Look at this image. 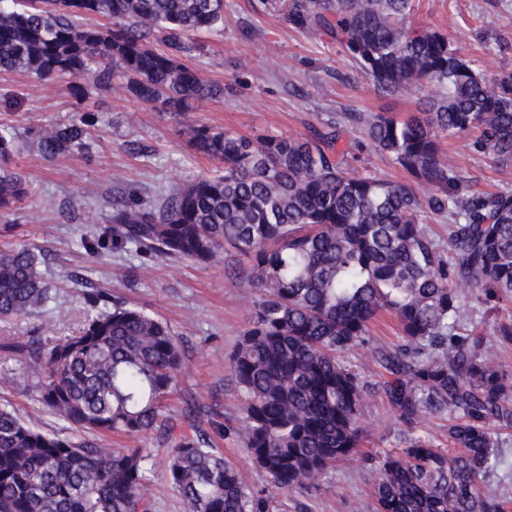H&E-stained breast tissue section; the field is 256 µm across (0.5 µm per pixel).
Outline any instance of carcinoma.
<instances>
[{
  "mask_svg": "<svg viewBox=\"0 0 512 512\" xmlns=\"http://www.w3.org/2000/svg\"><path fill=\"white\" fill-rule=\"evenodd\" d=\"M288 23L336 41L360 76L385 95L433 89L405 119L348 112L310 136L259 141L188 125L198 154L219 163L158 206L114 198L109 224L88 250L107 243L210 265L228 253L248 259L262 292L230 358L242 400L238 437L276 488L318 485L360 445L369 387L344 362L364 353L382 370L377 385L407 428L446 413L448 447L408 432L402 448L368 460L374 512H507L512 497L484 482L504 459L498 429L512 428V374L497 361L512 325L478 331L469 300L512 302V194L462 189L440 138L475 131L474 148L512 161V74L475 71L448 36L410 28L415 0H283ZM112 19L111 27L85 22ZM224 0H0V72L69 76L123 89L163 112L184 114L224 95L185 65L190 37L218 28ZM162 34L166 50L151 46ZM98 116L77 110L33 128L45 158L91 153ZM359 128L425 189L369 172L350 174L342 135ZM16 135L0 130V218L32 197L33 183L10 167ZM448 218V241L423 218ZM47 253L0 249V318L25 317L52 299L38 266ZM72 334L41 327L8 348L34 367L22 386L65 424L35 428L0 407V512H150L144 493L153 461L139 448H103L74 433H156L170 444L167 479L188 512H269L239 470L209 447L206 433L174 436L162 414L177 386L183 347L167 322L118 298L91 293ZM382 312L399 341L372 336Z\"/></svg>",
  "mask_w": 512,
  "mask_h": 512,
  "instance_id": "obj_1",
  "label": "carcinoma"
}]
</instances>
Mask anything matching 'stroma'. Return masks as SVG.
<instances>
[{
    "label": "stroma",
    "instance_id": "stroma-1",
    "mask_svg": "<svg viewBox=\"0 0 512 512\" xmlns=\"http://www.w3.org/2000/svg\"><path fill=\"white\" fill-rule=\"evenodd\" d=\"M418 3L413 24L448 35L480 72L512 73V0ZM192 42L195 49L186 64L223 85L224 94L182 116L145 105L117 84L108 91L90 90L79 103L71 77L39 80L24 72L0 73V129L14 132L22 144L11 165L36 188L8 219H0V248L25 244L46 250L49 260L39 271L53 294L38 314L1 321L0 345L23 339L44 323L52 335L70 334L89 312L91 293L142 307L166 320L185 349L166 414L177 418L187 432L191 424L182 417L185 400L206 406L209 416L201 427L210 436V446L241 470L252 490L271 501V512H370L372 486L365 463L398 448L407 431L381 393L370 392L363 402L356 457L337 463L314 489L287 493L271 487L229 433L242 417L229 360L261 298L249 281L243 257L229 253L219 262L200 266L133 249L91 252L81 241L105 223L113 197L159 198L214 169V162L188 146L181 133L186 125L221 128L255 140L300 136L324 128L344 112L405 117L414 111L420 93L411 89L397 97L382 95L360 77L352 58L336 42L289 24L280 0H224L223 24L193 35ZM78 105L101 117L92 155L75 151L48 160L28 147L30 129L67 119ZM472 141V134L463 133L442 143L447 158L465 177L466 189L512 193V162L503 164L476 152ZM342 148L349 172L412 181L389 156L370 147L359 131L347 133ZM1 404L41 430L58 427L33 393L2 388ZM99 443L148 453L153 468L146 493L152 512H186L167 480V443L151 433L109 434Z\"/></svg>",
    "mask_w": 512,
    "mask_h": 512
}]
</instances>
